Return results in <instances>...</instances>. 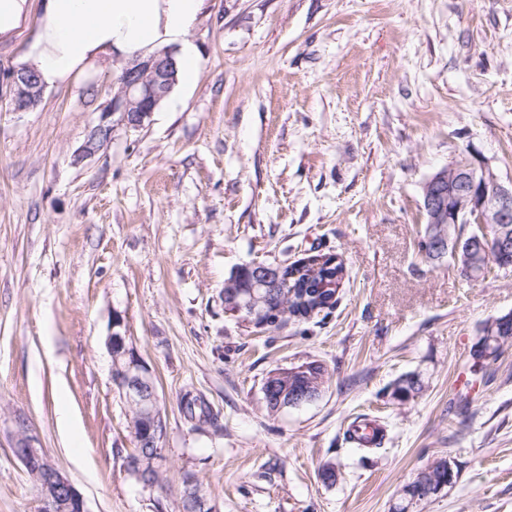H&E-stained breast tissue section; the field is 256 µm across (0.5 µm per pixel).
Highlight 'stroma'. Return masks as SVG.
Here are the masks:
<instances>
[{"instance_id": "1", "label": "stroma", "mask_w": 512, "mask_h": 512, "mask_svg": "<svg viewBox=\"0 0 512 512\" xmlns=\"http://www.w3.org/2000/svg\"><path fill=\"white\" fill-rule=\"evenodd\" d=\"M191 39L193 83L79 163L122 60L13 112L26 38L0 42V512L38 507L22 427L88 512H172L187 471L219 512H395L441 458L456 482L413 512H512V344L473 359L480 326L512 311V271L470 281L416 248L422 184L460 151L512 179V0H205ZM313 249L346 269L322 323L226 313L238 267ZM116 317L157 380L161 490L126 470ZM312 360L320 397L269 414L268 373ZM411 373L422 391L399 403ZM187 396L215 424L188 423ZM360 417L386 429L363 456L345 437Z\"/></svg>"}]
</instances>
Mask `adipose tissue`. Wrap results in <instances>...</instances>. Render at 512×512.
<instances>
[{
	"mask_svg": "<svg viewBox=\"0 0 512 512\" xmlns=\"http://www.w3.org/2000/svg\"><path fill=\"white\" fill-rule=\"evenodd\" d=\"M202 6L203 0H0V42L34 23L16 66L35 72L48 89L114 58L132 61L169 47L183 82L197 68L189 32Z\"/></svg>",
	"mask_w": 512,
	"mask_h": 512,
	"instance_id": "ef3b65f1",
	"label": "adipose tissue"
}]
</instances>
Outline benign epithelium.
<instances>
[{
  "mask_svg": "<svg viewBox=\"0 0 512 512\" xmlns=\"http://www.w3.org/2000/svg\"><path fill=\"white\" fill-rule=\"evenodd\" d=\"M178 62L171 49L155 52L128 63L122 70L119 88L100 109L99 121L90 128L77 160L97 154L112 139L116 127L140 130L177 85ZM8 105L14 112H26L41 99L42 87L31 74L11 73L7 77ZM423 209L428 236L435 253L448 254L461 273L469 278L476 267L482 276L509 265L495 257L512 251V180L504 182L494 170L471 150L466 149L447 166L430 175L422 185ZM471 227L468 232L458 225ZM499 224L495 238L489 225ZM254 279L264 291L252 297L245 307L232 311L238 315L269 304L287 267L263 262L249 265ZM123 321L112 320L106 339L112 359V381L119 395L136 413L131 434L138 448L161 449L166 424L159 405L154 375L135 353L128 336L119 331ZM13 452L26 467L39 490L38 512H88L85 499L73 482L21 430Z\"/></svg>",
  "mask_w": 512,
  "mask_h": 512,
  "instance_id": "obj_1",
  "label": "benign epithelium"
}]
</instances>
